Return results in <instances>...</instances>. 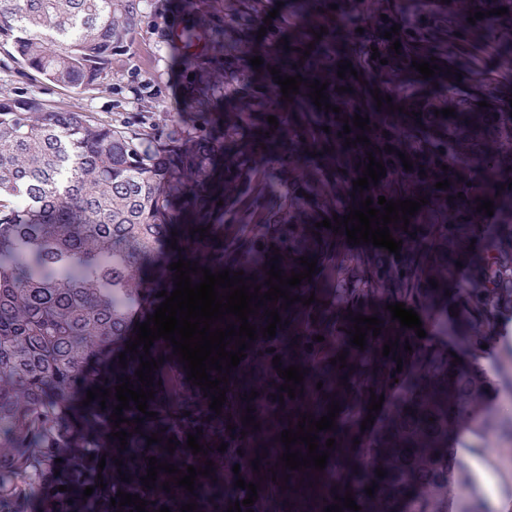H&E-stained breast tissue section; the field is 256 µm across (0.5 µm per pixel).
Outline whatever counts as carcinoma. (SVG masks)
<instances>
[{
    "label": "carcinoma",
    "instance_id": "cac0c4a2",
    "mask_svg": "<svg viewBox=\"0 0 512 512\" xmlns=\"http://www.w3.org/2000/svg\"><path fill=\"white\" fill-rule=\"evenodd\" d=\"M141 7L142 0H0V49L56 85H97L112 74L113 49L135 30ZM223 142L189 134L161 145L146 133L0 90V512H28L36 493L45 512H70L74 491L88 486L94 492L82 512H112L108 468L98 471L110 413L94 400L75 424L71 395L76 383L99 380L103 350L128 335L150 297L168 288L164 271L146 286L143 263L172 227L175 197L189 182H203ZM429 146L379 137L372 151L387 166L399 151ZM437 181L429 172L412 199H431ZM271 228L303 245L319 239L313 224ZM248 249L263 253L265 263L241 267L243 278L264 288L270 243L261 235ZM442 254L435 251L436 260L414 271L401 270L389 252L346 258L336 270L373 292L406 294L413 277L446 288ZM494 266L512 268V232L498 224L491 249L458 289L456 315L442 328L465 342L482 328L476 352L493 343L500 317L512 308V279H491ZM421 303L448 313V296L435 289L422 292ZM396 356L400 372L386 356L377 362L393 400L357 460L353 498L360 512H446L434 497L448 481V440L461 423L471 432L490 425L482 412L486 383L436 350ZM378 468L386 475L377 476ZM372 484L370 496L365 487Z\"/></svg>",
    "mask_w": 512,
    "mask_h": 512
}]
</instances>
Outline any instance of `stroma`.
Listing matches in <instances>:
<instances>
[{"instance_id": "35a3bbf8", "label": "stroma", "mask_w": 512, "mask_h": 512, "mask_svg": "<svg viewBox=\"0 0 512 512\" xmlns=\"http://www.w3.org/2000/svg\"><path fill=\"white\" fill-rule=\"evenodd\" d=\"M334 0H143L140 22L127 42L112 54V73L95 87L64 88L44 80L35 71L22 67L0 51V88L13 96L40 100L58 111L83 112L97 122L127 131L154 133L158 142L176 141L192 130L211 124L225 125L240 116L235 135L224 142L210 187L191 189L179 208V234L175 243H163L157 262L170 265L185 259L211 272L236 266L243 244L264 233L268 225L288 222L303 224L335 213L334 205L319 190L335 183L336 167L354 158L346 181L363 175L368 157L357 152L340 136L338 112L367 115V105L349 93L348 79L339 78L342 62L363 71L364 53L387 45L386 31L398 27L401 56L383 92L392 99L382 112L392 113L395 133L425 140L434 128L447 127L462 143L468 161L466 179L448 169L447 155L430 149L417 162L419 167L439 169L449 186L437 190L433 213L453 215L455 223L442 232L455 246L448 251L457 280H464L476 256L491 242L485 226H473L463 198H481L501 204L512 199V154L489 156L477 141L495 130L498 115L512 111V81L497 80L493 59L496 49L486 38L487 26L512 31V10L492 19L468 22L450 0H392L386 19L368 32L361 22L334 8ZM270 23H263V16ZM205 24L214 37L206 57L224 59V75L212 99L203 105L190 103L186 90L193 80L208 78L207 65H188L181 43L173 38L177 26ZM261 57L260 67H252V57ZM438 59L443 69L435 81L422 79L413 59ZM302 76L304 84L323 82L328 109H317L311 98L293 101L273 97L267 87L277 75ZM454 107L452 116L441 111ZM277 126H270V119ZM418 167V169H419ZM411 171L404 191H411L418 179ZM204 229L194 237V229ZM363 245L348 243L345 230L332 232L314 249L317 261L311 281L290 288L295 301L279 309L283 321L268 347L280 355L279 364L238 365L230 371L226 401L221 411L211 410L209 398L200 386L187 379V371L166 344L151 346L150 356L159 366L156 394L150 401L160 440L148 444L150 430H142L134 448L121 449L119 439L103 435L101 444L114 460H122L112 486L122 489L126 479L147 473L149 457L186 469L192 451L189 435L213 462V476H197L196 489L184 493V503H207L209 512H227L234 504V489L227 469L239 468L245 482L258 484V494L268 512H281L292 493L301 491L315 502V512H325L335 498L322 491L315 468L292 470L281 455L285 445L280 437L290 423L307 413L319 418L335 403L340 355L358 359L361 350L351 342L354 315L378 317L380 340L406 338L407 328L393 320L387 306L390 296L366 289L336 290V259L363 252ZM353 315L341 318L337 304ZM305 362L306 373L295 398L273 399L283 383L278 367ZM242 417L252 414L255 424L245 430L228 429L225 413ZM176 438L175 451L166 442ZM512 444V411L496 416L494 429L485 435H458L454 446V469L468 467L461 456L464 448H498Z\"/></svg>"}]
</instances>
